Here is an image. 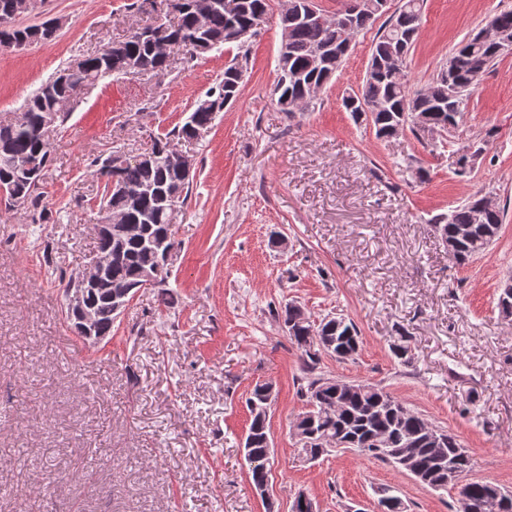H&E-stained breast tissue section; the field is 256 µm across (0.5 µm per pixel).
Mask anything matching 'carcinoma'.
<instances>
[{
	"label": "carcinoma",
	"instance_id": "1",
	"mask_svg": "<svg viewBox=\"0 0 512 512\" xmlns=\"http://www.w3.org/2000/svg\"><path fill=\"white\" fill-rule=\"evenodd\" d=\"M13 0H0V45L26 46L53 38L49 24L19 26L9 10ZM375 7L360 10L343 18L332 15L318 22L307 16L280 19L288 24V52L284 63L277 64L278 78L274 88L277 106L288 116L312 105L313 87L328 83L345 60V47L358 34L369 29L384 13L380 0ZM424 0H401L395 14L378 28L375 43L360 90L344 97L343 105L355 118L370 108L366 120L375 128L376 137L390 139L404 127L422 139L415 119L424 116L434 127L458 128L466 102L478 87L483 75L501 56L498 44L486 39L482 32L468 37L453 56L459 58L456 69L440 66L429 86L420 91L409 89L403 70L402 49H411L420 28ZM269 13V0H186L174 14V20L154 24L153 35L141 39L131 33L126 38L109 42L97 53L78 59L64 70L70 82L58 85L51 78L29 96L23 125H0V186L6 188V199L31 213V223L50 220L43 205L41 187L46 179L51 155L49 126L46 116H54L53 125L67 121L70 112L61 109L60 101L77 97L87 86H95L111 76L150 72L163 77L168 74L170 54L182 53L198 57L205 47L219 49L236 45L238 52L224 67V81L207 93L190 114L191 121L174 127L165 137L152 140L146 151L148 159L131 162L112 152L94 160L93 175L104 181L102 208L118 220L124 232H112V241L101 240L98 250L112 254L105 284L90 293L79 288V276L62 285L63 293L82 301L93 319V336H109L112 324L120 315L113 300L116 287L136 290L145 271L156 268L163 260L160 244L171 233L173 208L184 202L192 177H180L177 165L168 156L167 145L173 138L188 140L193 129L210 127L217 113L224 110V100H236L240 77L250 58L248 39L239 38L245 28L258 29ZM31 160L39 161L32 174L22 170ZM115 177L119 187L110 185ZM484 196L476 194L447 213L432 216L436 234L448 249V255L459 266H465L482 254L498 237L505 209L495 204L483 209L478 203ZM500 314L512 317V278L504 281L498 298ZM278 317L289 339L300 350L303 376L297 393L307 403V410L296 421L306 434V453L315 456L316 449L329 440L343 450H363L370 458L387 461L389 456L374 445L380 437L386 448H405L413 452L415 467L426 473L424 485L433 490L448 489V470L457 471L460 512H486V502L495 484L467 480L474 461L457 453V436L429 423L408 409L399 399L376 385L345 382L316 373L321 357L343 354L342 360H355L362 350V340L353 322L331 316L317 324L305 309L295 303L286 304ZM273 383L256 384L247 399L250 424L244 438V450L261 457L272 447L269 422L263 419L275 402ZM444 437L442 446H434L432 431Z\"/></svg>",
	"mask_w": 512,
	"mask_h": 512
}]
</instances>
